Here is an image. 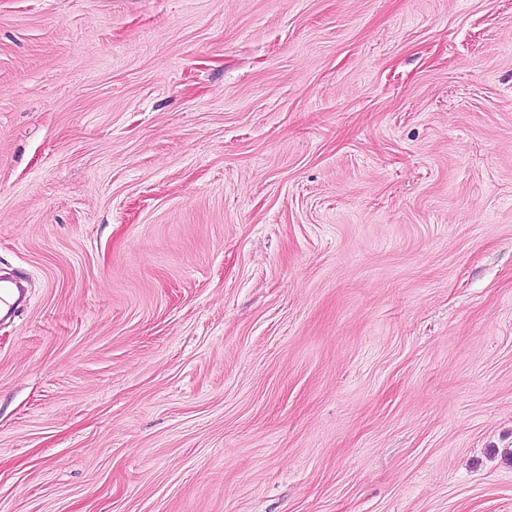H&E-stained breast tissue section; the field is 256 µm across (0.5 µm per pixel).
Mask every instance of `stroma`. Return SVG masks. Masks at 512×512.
Instances as JSON below:
<instances>
[{
    "mask_svg": "<svg viewBox=\"0 0 512 512\" xmlns=\"http://www.w3.org/2000/svg\"><path fill=\"white\" fill-rule=\"evenodd\" d=\"M0 512H512V0H0Z\"/></svg>",
    "mask_w": 512,
    "mask_h": 512,
    "instance_id": "35a3bbf8",
    "label": "stroma"
}]
</instances>
